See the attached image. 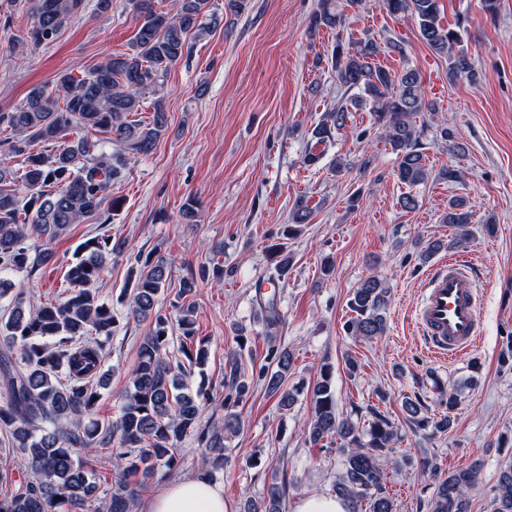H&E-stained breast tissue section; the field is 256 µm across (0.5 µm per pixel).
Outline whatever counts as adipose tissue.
Wrapping results in <instances>:
<instances>
[{
    "instance_id": "adipose-tissue-1",
    "label": "adipose tissue",
    "mask_w": 512,
    "mask_h": 512,
    "mask_svg": "<svg viewBox=\"0 0 512 512\" xmlns=\"http://www.w3.org/2000/svg\"><path fill=\"white\" fill-rule=\"evenodd\" d=\"M148 512H227V509L221 488L194 476L169 484L151 499Z\"/></svg>"
}]
</instances>
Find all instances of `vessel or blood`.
<instances>
[{
	"label": "vessel or blood",
	"instance_id": "b4317fda",
	"mask_svg": "<svg viewBox=\"0 0 512 512\" xmlns=\"http://www.w3.org/2000/svg\"><path fill=\"white\" fill-rule=\"evenodd\" d=\"M417 323L431 352L450 358L467 352L481 330L475 280L462 261H442L427 274Z\"/></svg>",
	"mask_w": 512,
	"mask_h": 512
}]
</instances>
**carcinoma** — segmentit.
Segmentation results:
<instances>
[{"label":"carcinoma","instance_id":"carcinoma-1","mask_svg":"<svg viewBox=\"0 0 512 512\" xmlns=\"http://www.w3.org/2000/svg\"><path fill=\"white\" fill-rule=\"evenodd\" d=\"M15 9L27 10L32 25L20 43L38 48L51 43L72 20L88 8V0H5ZM363 0H318L311 27L335 29L345 24V8L361 7ZM137 20L136 32L126 51L76 77L67 71L54 85H37L23 102L0 113V127L11 131L7 153L22 158L14 169L0 164V431L11 433L21 453L25 482L11 494L0 497V512H135L145 480L164 467L179 466L178 444L194 435L204 451L201 475L210 478L224 468V434L240 430L238 413L224 414L221 428L199 427L207 402L238 404L263 383L279 403L290 407L295 396L286 389L293 370V355L270 346L266 363L256 376L241 370V354L225 362L220 388L200 384L193 390L187 379L204 365L208 340H195V310L186 296L194 292V279H186L163 312L169 266L162 260H136L131 272L130 314L136 321L151 319L153 328L141 337L137 361L130 371V390L118 420L103 427L85 426L81 418L96 407L100 394L91 385L101 363L103 342L115 331L112 307L98 300L93 285L108 260L121 252L122 244L110 236H95L84 242L65 274L66 295L57 303L27 305L25 291L12 279L16 273H32L29 240L45 245L40 263L53 257L49 244L67 234L70 227L89 219H102L120 206L108 190L121 178L128 162L152 153L167 129L162 88L170 66L188 52V39L206 31L211 0H175L171 12L158 9L155 0H129ZM392 16L408 15L418 26L422 40L435 52L448 55L451 78L477 79L466 54L453 53L460 32L442 25L440 0H381ZM380 46L368 38L336 42L331 64L339 84L352 93L350 106L326 114L316 128L315 145L327 144L332 131L346 127L349 107L371 105L385 140L397 156L396 176L409 188L429 179L418 131L411 116L433 111L425 102L419 75L410 69L396 76L375 62ZM154 96L152 120L135 119L145 95ZM312 211L305 201H295L293 224L309 222ZM446 223L465 228L470 214L464 203L448 204ZM388 288L377 277L364 279L355 289L350 307L356 316L346 324L347 333L369 339L386 330L383 312ZM256 315L267 335L282 324L275 298L259 297ZM177 323L181 332L179 354L167 353L169 330ZM334 367L321 366L313 380L314 415L306 441L316 446L339 438L344 473L335 491L349 504V512H394L392 499L383 492L382 454L397 436L392 423L378 415L366 437L356 434L349 417L337 409L331 390ZM227 392H222V389ZM457 395L448 394V414L433 419L420 405L409 402L413 424L437 432L453 425L451 412ZM109 451L113 457L112 493L109 499L96 495L98 485L93 455ZM478 471L461 469L437 485L430 512H468V490ZM288 484H271L253 512H283ZM492 512H512V464L499 477Z\"/></svg>","mask_w":512,"mask_h":512}]
</instances>
